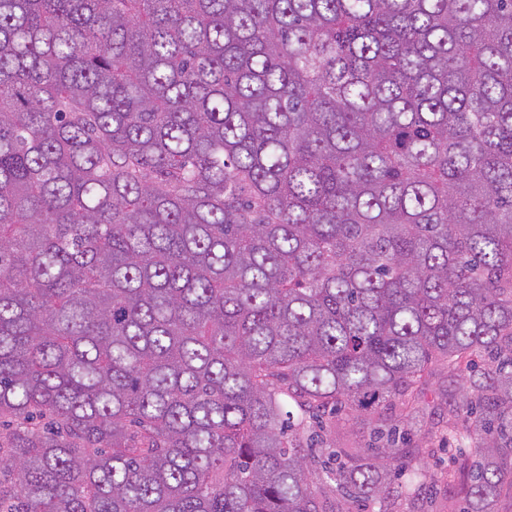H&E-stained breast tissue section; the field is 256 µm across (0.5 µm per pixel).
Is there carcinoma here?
I'll use <instances>...</instances> for the list:
<instances>
[{
	"label": "carcinoma",
	"mask_w": 512,
	"mask_h": 512,
	"mask_svg": "<svg viewBox=\"0 0 512 512\" xmlns=\"http://www.w3.org/2000/svg\"><path fill=\"white\" fill-rule=\"evenodd\" d=\"M512 495V0H0V512ZM460 379L448 371V366L436 364L432 375L426 377L415 407L420 410V419L400 423V432L407 433L404 448H431L423 455L414 457L409 470L398 480L402 491L391 494L385 500V508L390 512H459L465 500V488L469 485L467 470L463 460L454 463L461 448L464 455L472 460L473 450L466 440L448 436V394L460 397ZM448 437L450 446L448 450ZM445 447V448H442ZM447 447V448H446ZM453 477L448 485V472ZM416 473L413 481L409 473ZM419 482V489L413 497L406 495L407 487ZM453 510V511H450Z\"/></svg>",
	"instance_id": "carcinoma-1"
}]
</instances>
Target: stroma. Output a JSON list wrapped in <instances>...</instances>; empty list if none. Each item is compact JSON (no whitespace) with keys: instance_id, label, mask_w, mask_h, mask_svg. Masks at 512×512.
I'll list each match as a JSON object with an SVG mask.
<instances>
[{"instance_id":"1","label":"stroma","mask_w":512,"mask_h":512,"mask_svg":"<svg viewBox=\"0 0 512 512\" xmlns=\"http://www.w3.org/2000/svg\"><path fill=\"white\" fill-rule=\"evenodd\" d=\"M460 380L447 366L435 365L420 387L415 402L419 420L401 423L407 445L420 449L407 473L399 478L403 489L391 494L384 504H367V512H460L468 473L458 455H471L468 441L448 435V398L460 394Z\"/></svg>"}]
</instances>
